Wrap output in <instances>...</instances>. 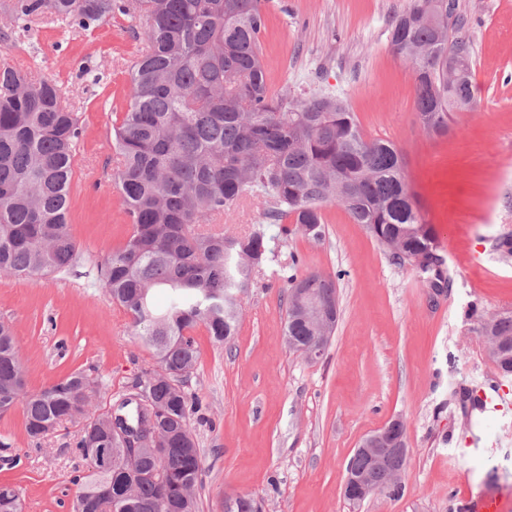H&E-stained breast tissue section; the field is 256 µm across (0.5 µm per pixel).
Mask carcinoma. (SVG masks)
<instances>
[{
  "instance_id": "carcinoma-1",
  "label": "carcinoma",
  "mask_w": 512,
  "mask_h": 512,
  "mask_svg": "<svg viewBox=\"0 0 512 512\" xmlns=\"http://www.w3.org/2000/svg\"><path fill=\"white\" fill-rule=\"evenodd\" d=\"M265 0H8L12 30L49 16L87 29L114 13L136 21L142 48L130 69L131 105L113 128V179L132 232L97 266V279L131 317L156 368L143 373L100 412L96 385L73 372L35 393L26 390L11 326L0 321V415L24 405L34 439L72 423L77 450L90 466L74 512H198L202 459L190 424L188 380L203 326L215 341L236 335L243 297L270 249L263 225L245 234L215 227L243 194L287 220L286 235L319 241L322 207L341 206L399 265L412 264L445 283L437 233L420 213L403 152L366 139L355 114L322 91L274 95L262 61ZM464 15L448 0H411L389 23L391 51L413 63L416 110L423 130L448 133L451 113L473 102V71L459 36ZM77 112L49 78L0 70V272L18 279L66 273L78 244L67 224ZM288 345L336 327L335 283L320 272L285 277ZM169 290L167 305L152 293ZM490 360L512 376V315L481 321ZM465 415L480 411L475 392H454ZM143 440L138 451L132 442ZM111 461L98 463L101 450ZM0 512H21L20 495L0 485ZM224 512H259L250 496Z\"/></svg>"
}]
</instances>
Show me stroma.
I'll return each mask as SVG.
<instances>
[{
	"instance_id": "stroma-1",
	"label": "stroma",
	"mask_w": 512,
	"mask_h": 512,
	"mask_svg": "<svg viewBox=\"0 0 512 512\" xmlns=\"http://www.w3.org/2000/svg\"><path fill=\"white\" fill-rule=\"evenodd\" d=\"M408 4L270 0L261 41L274 92H333L365 138L402 150L420 211L446 241L448 286L432 290L415 267L395 264L339 206L324 208L316 242L282 235L252 196L226 212L227 228L265 225L274 258L243 300L236 336L217 343L205 329L194 333L199 357L188 387L200 406L190 419L203 462L200 512H224L226 498L239 495L263 512H457L460 482L512 490V406L486 410L473 425L451 399L461 383L512 390L478 334L481 316L512 312V258L497 249L512 235V0H458L474 106L455 113L442 136L422 129L413 66L389 47V22ZM141 45L134 22L118 13L88 30L43 18L0 43V59L59 83L84 129L67 217L80 256L50 278L0 274V320L14 329L28 391L81 371L98 382L104 408L153 365L96 275L130 231L113 180L112 127L129 107V67ZM288 265L336 283V330L316 361L291 351L283 336ZM396 418L409 452L403 494L350 503L342 489L359 442ZM467 436L478 453L463 460L456 450ZM77 440L71 424L28 438L19 405L0 417V483L19 491L23 512H71L88 472Z\"/></svg>"
}]
</instances>
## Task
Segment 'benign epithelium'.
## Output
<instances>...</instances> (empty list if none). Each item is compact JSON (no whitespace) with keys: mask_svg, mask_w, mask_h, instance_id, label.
<instances>
[{"mask_svg":"<svg viewBox=\"0 0 512 512\" xmlns=\"http://www.w3.org/2000/svg\"><path fill=\"white\" fill-rule=\"evenodd\" d=\"M330 342L328 336H315L299 353L311 361L323 357ZM391 448L384 455L380 445ZM355 454L368 459L367 468L358 472H348L343 484V496L352 503H359L374 493H392L401 485L404 465L408 460V448L401 431V420L395 419L384 428L365 437L355 450Z\"/></svg>","mask_w":512,"mask_h":512,"instance_id":"obj_1","label":"benign epithelium"}]
</instances>
